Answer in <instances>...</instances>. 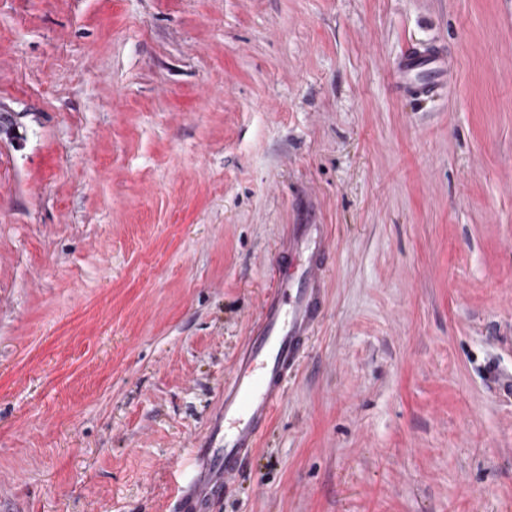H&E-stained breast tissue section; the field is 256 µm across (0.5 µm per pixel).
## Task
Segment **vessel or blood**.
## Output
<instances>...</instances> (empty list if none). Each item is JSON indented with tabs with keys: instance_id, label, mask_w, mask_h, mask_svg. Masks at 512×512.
Returning <instances> with one entry per match:
<instances>
[{
	"instance_id": "obj_1",
	"label": "vessel or blood",
	"mask_w": 512,
	"mask_h": 512,
	"mask_svg": "<svg viewBox=\"0 0 512 512\" xmlns=\"http://www.w3.org/2000/svg\"><path fill=\"white\" fill-rule=\"evenodd\" d=\"M454 79V62L446 50L413 42L392 71L397 95L414 104L439 97ZM329 242L327 225L289 226L277 257L279 279L224 385L223 406L195 450L192 489L179 495V512H212L270 425L303 347L324 317L320 271Z\"/></svg>"
}]
</instances>
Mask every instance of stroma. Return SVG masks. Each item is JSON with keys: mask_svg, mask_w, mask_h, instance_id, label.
<instances>
[{"mask_svg": "<svg viewBox=\"0 0 512 512\" xmlns=\"http://www.w3.org/2000/svg\"><path fill=\"white\" fill-rule=\"evenodd\" d=\"M291 224L325 316L214 512H512V0H0V512H178ZM428 69L426 79L415 77ZM455 66L448 51L432 45L408 43L397 58L392 71V82L397 95L410 103L422 104L439 97L454 81Z\"/></svg>", "mask_w": 512, "mask_h": 512, "instance_id": "obj_1", "label": "stroma"}]
</instances>
